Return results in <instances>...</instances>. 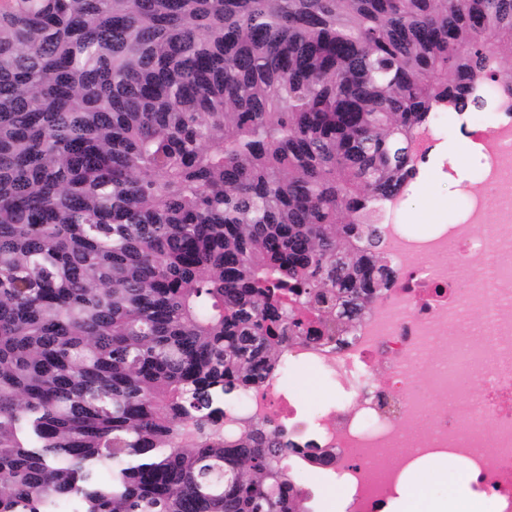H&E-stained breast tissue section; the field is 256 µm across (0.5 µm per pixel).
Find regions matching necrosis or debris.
Masks as SVG:
<instances>
[{"instance_id":"necrosis-or-debris-1","label":"necrosis or debris","mask_w":512,"mask_h":512,"mask_svg":"<svg viewBox=\"0 0 512 512\" xmlns=\"http://www.w3.org/2000/svg\"><path fill=\"white\" fill-rule=\"evenodd\" d=\"M482 190L460 219L414 233L400 201L381 224L393 276L336 343H297L289 363L347 385L349 397L319 417L272 377L249 393L248 410L272 419L299 447L332 449L326 473L345 512H385L404 466L421 458L465 465L476 493L460 512H512V115L461 122ZM478 320L464 321V314ZM401 464L388 466V449Z\"/></svg>"}]
</instances>
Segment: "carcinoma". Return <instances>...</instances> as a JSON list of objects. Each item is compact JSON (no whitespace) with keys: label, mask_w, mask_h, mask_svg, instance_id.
I'll return each instance as SVG.
<instances>
[{"label":"carcinoma","mask_w":512,"mask_h":512,"mask_svg":"<svg viewBox=\"0 0 512 512\" xmlns=\"http://www.w3.org/2000/svg\"><path fill=\"white\" fill-rule=\"evenodd\" d=\"M512 0H4L0 512H311L239 406L347 334Z\"/></svg>","instance_id":"obj_1"}]
</instances>
